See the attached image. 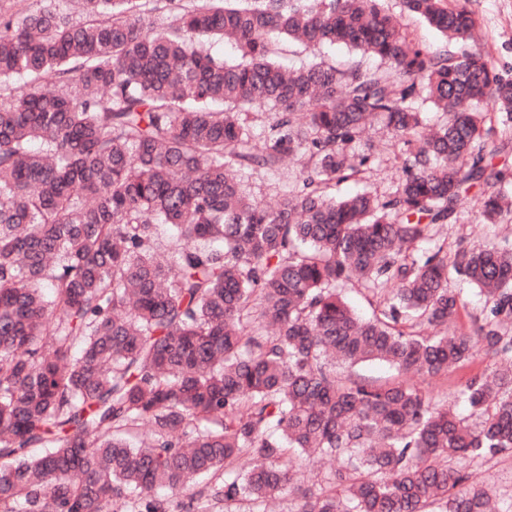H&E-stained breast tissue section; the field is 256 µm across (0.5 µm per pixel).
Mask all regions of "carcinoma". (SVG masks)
I'll return each instance as SVG.
<instances>
[{"instance_id":"carcinoma-1","label":"carcinoma","mask_w":512,"mask_h":512,"mask_svg":"<svg viewBox=\"0 0 512 512\" xmlns=\"http://www.w3.org/2000/svg\"><path fill=\"white\" fill-rule=\"evenodd\" d=\"M42 2L0 12V512H169L159 488L197 512L290 489L293 512H504L468 467L512 451V243L451 251L441 231L467 186L483 222L512 216L485 112L512 130V78L462 0H402L454 52L416 44L391 0ZM325 44L377 65L280 63ZM374 121L402 176L340 197L395 152L363 140ZM289 160L276 205L246 193ZM458 278L488 312L447 336ZM478 346L498 368L456 391L469 415L412 381ZM372 360L404 378L336 374ZM292 454L341 465L304 490Z\"/></svg>"}]
</instances>
